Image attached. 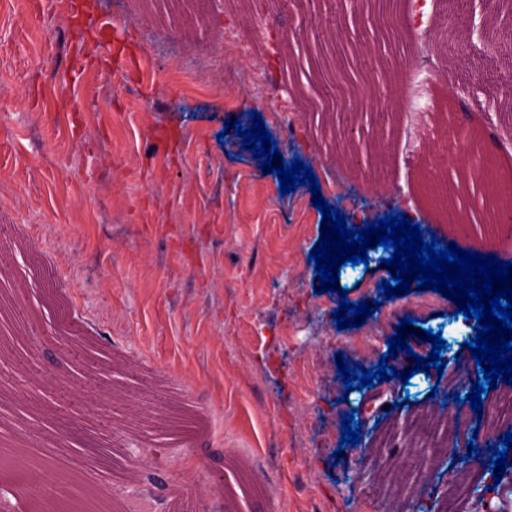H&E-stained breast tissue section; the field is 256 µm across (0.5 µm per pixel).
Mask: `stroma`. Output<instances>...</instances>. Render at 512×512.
I'll list each match as a JSON object with an SVG mask.
<instances>
[{"instance_id":"1","label":"stroma","mask_w":512,"mask_h":512,"mask_svg":"<svg viewBox=\"0 0 512 512\" xmlns=\"http://www.w3.org/2000/svg\"><path fill=\"white\" fill-rule=\"evenodd\" d=\"M234 0H11L0 12V306L23 326L0 342V512H47L42 495H9L15 471L51 461L71 473L72 499L107 485L106 512H407L399 495L367 506L362 487L379 471L374 441L392 430L393 458L416 446L404 427L442 407L446 379L473 324L432 290L385 298L393 270L348 267L336 292H320L309 254L321 214L308 186L283 194L275 174L244 149L225 120L261 117L284 162L310 166L320 193L348 221L405 215L440 243L488 250L483 190L453 200L468 229L449 223L423 193L426 159L452 178L449 118L478 136L512 180V83L500 59L454 62L442 28L480 24V0H460L439 20L407 18V73L387 83L392 115L376 182L347 162L323 115L303 111L284 83L274 35L293 17L273 0L262 30ZM118 19L117 34L100 32ZM147 58L152 79L119 74L122 58ZM346 296H339V289ZM379 302L359 326L337 329L341 301ZM410 319L409 349L387 357ZM441 332L443 373H415ZM396 377L347 391L336 366ZM31 406L16 402L29 384ZM360 440L341 446L342 418ZM77 424L85 441L55 434ZM105 446L99 466L84 442Z\"/></svg>"}]
</instances>
